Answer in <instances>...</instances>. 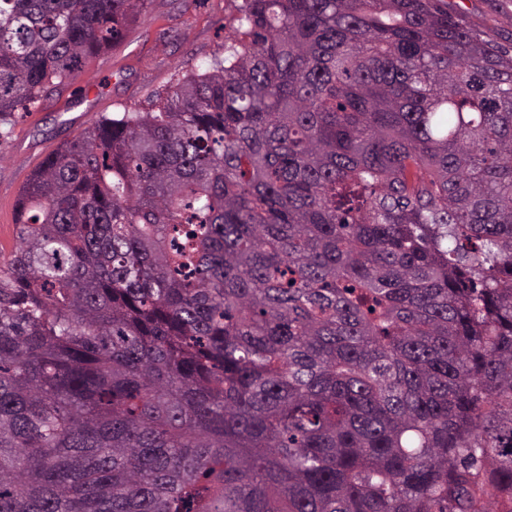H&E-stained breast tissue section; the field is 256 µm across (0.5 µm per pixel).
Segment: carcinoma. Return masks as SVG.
<instances>
[{"instance_id":"cac0c4a2","label":"carcinoma","mask_w":512,"mask_h":512,"mask_svg":"<svg viewBox=\"0 0 512 512\" xmlns=\"http://www.w3.org/2000/svg\"><path fill=\"white\" fill-rule=\"evenodd\" d=\"M148 0H0V125ZM26 180L0 512H512V52L445 0H242Z\"/></svg>"}]
</instances>
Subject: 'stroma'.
Segmentation results:
<instances>
[{
    "label": "stroma",
    "mask_w": 512,
    "mask_h": 512,
    "mask_svg": "<svg viewBox=\"0 0 512 512\" xmlns=\"http://www.w3.org/2000/svg\"><path fill=\"white\" fill-rule=\"evenodd\" d=\"M449 13L512 48V0H447ZM234 0H151L124 40L51 87L0 138V263L18 238L15 205L29 175L63 142L103 116L147 107L174 79L204 69L237 27Z\"/></svg>",
    "instance_id": "1"
}]
</instances>
